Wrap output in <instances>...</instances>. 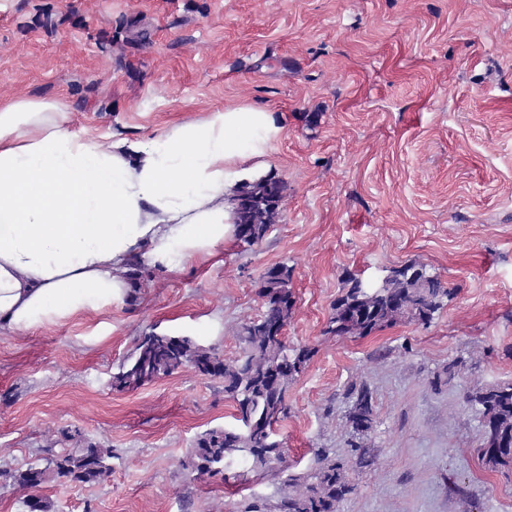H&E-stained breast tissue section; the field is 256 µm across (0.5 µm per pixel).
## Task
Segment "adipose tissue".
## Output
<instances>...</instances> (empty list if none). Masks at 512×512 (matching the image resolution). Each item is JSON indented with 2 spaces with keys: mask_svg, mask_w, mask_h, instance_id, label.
Instances as JSON below:
<instances>
[{
  "mask_svg": "<svg viewBox=\"0 0 512 512\" xmlns=\"http://www.w3.org/2000/svg\"><path fill=\"white\" fill-rule=\"evenodd\" d=\"M283 130L238 104L106 144L70 129L64 100L0 98V332L125 306L133 260L177 273L213 256Z\"/></svg>",
  "mask_w": 512,
  "mask_h": 512,
  "instance_id": "1",
  "label": "adipose tissue"
}]
</instances>
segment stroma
I'll use <instances>...</instances> for the list:
<instances>
[{
    "instance_id": "stroma-1",
    "label": "stroma",
    "mask_w": 512,
    "mask_h": 512,
    "mask_svg": "<svg viewBox=\"0 0 512 512\" xmlns=\"http://www.w3.org/2000/svg\"><path fill=\"white\" fill-rule=\"evenodd\" d=\"M45 10L55 29L39 23ZM14 95L65 98L74 129L107 139L156 135L191 110L268 108L286 121L265 156L285 191L257 246L155 274L124 307L0 333V512H27L6 470L65 430L111 448L112 472L43 484L51 512L276 500V483L247 466L224 482L185 467L200 433L232 421L218 382L188 368L133 392L109 379L152 327L235 358L241 324L261 312L260 277L279 262L293 269L288 342L318 348L280 429L296 471L316 448L344 451L345 389L364 381L371 463L350 470L341 512H512V472L483 464L467 401L512 383V0H0V96ZM409 260L455 290L432 323L324 337L348 275Z\"/></svg>"
}]
</instances>
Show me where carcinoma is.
Returning a JSON list of instances; mask_svg holds the SVG:
<instances>
[{
    "label": "carcinoma",
    "mask_w": 512,
    "mask_h": 512,
    "mask_svg": "<svg viewBox=\"0 0 512 512\" xmlns=\"http://www.w3.org/2000/svg\"><path fill=\"white\" fill-rule=\"evenodd\" d=\"M284 183L270 171L236 190L234 219L241 245L260 244L279 218ZM150 267L141 261L130 265L131 300ZM262 312L242 324L241 352L232 360L212 346L185 334L150 328L136 338L132 352L111 376L117 391H135L182 368L222 384L224 400L231 403L234 423L199 434L189 456L191 472L203 478H226L236 463H246L259 474L278 478L275 502L251 496L237 504L236 512H340L353 493L348 469L370 463L366 440L372 432L374 395L364 382L348 386L350 408L345 414L348 460L330 448H316L313 464L304 472L288 471L287 452L278 427L288 418V392L317 353L316 348L291 347L284 330L295 311L292 269L286 263L268 267L257 291ZM452 289L436 274L415 262L388 271L377 282L353 275L336 298L324 334L365 338L402 321L427 325L447 305ZM468 401L494 434H484L479 454L492 471L512 470V383L484 387ZM59 442L74 443L68 452L45 449L43 463H32L10 473L14 485L37 489L47 482L90 484L112 472V450L81 435H62Z\"/></svg>",
    "instance_id": "obj_1"
}]
</instances>
